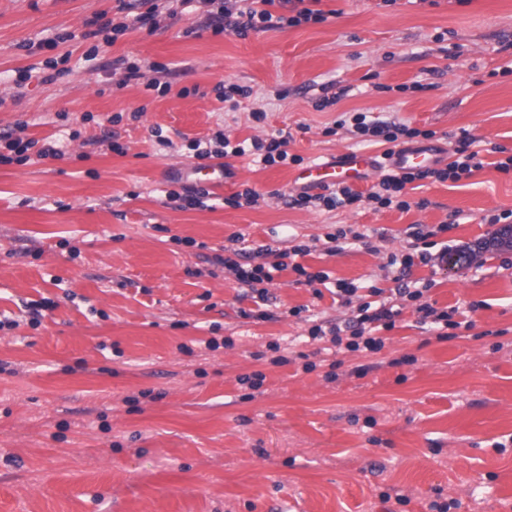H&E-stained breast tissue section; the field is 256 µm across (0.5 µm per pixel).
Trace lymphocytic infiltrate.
I'll list each match as a JSON object with an SVG mask.
<instances>
[{"label": "lymphocytic infiltrate", "instance_id": "1", "mask_svg": "<svg viewBox=\"0 0 512 512\" xmlns=\"http://www.w3.org/2000/svg\"><path fill=\"white\" fill-rule=\"evenodd\" d=\"M119 9L130 12L131 21L116 22L105 16L95 19L97 34L107 32L120 34L125 32L130 24L156 27L159 15L158 6L154 0H119ZM183 8L189 9L195 5L206 8L204 28L212 29L213 33L220 34L230 30L238 35H246L251 30L280 29L295 27L304 23H318L324 21L323 11L306 7L305 0H249L248 5H240L239 0H179ZM280 5L281 14H273L271 5ZM335 128L344 129L355 136L367 139L376 138L384 142L385 150L378 159L379 180L373 185L369 193L363 194L352 187L336 186L324 193L312 194L300 191L290 199L291 204L306 207L313 205L321 209L332 211L344 208L362 201H370L379 207L396 206L398 210H409L408 201L402 200L401 195L408 184L432 178L440 182L459 181L461 178L472 176L475 171L485 166L480 151L475 150V141L469 137H462L453 149L454 159L442 168H425L419 170L403 171L395 168L391 163L395 147L405 146L416 142L417 139H430L432 131L420 130L410 127L400 121H380L372 119L364 112H345L334 123ZM286 140L258 136L243 140H233L230 134L217 133L214 140H191L189 148L196 158L211 159L219 157L249 156L254 161L267 166L275 164H297L301 158L289 154L286 149ZM311 248L307 244H298L288 250L275 249L264 246L260 255L262 261L253 266H245L232 257H221L220 262L225 269L231 271L237 281L248 288L257 289L260 299H267L266 285L271 282L276 272L285 270L287 259H294V271L304 276L307 282H326L327 273H308L298 257L310 254ZM429 289L428 283L415 282L413 286L398 288L396 294L398 303L389 305L377 298L378 288H370L368 299H358V285L344 280L337 281L336 293L346 299H357V314L348 319L345 325H333L330 329H323L322 325H313L309 330V338L313 341L321 340L324 335H331L335 345L345 346L346 350L370 351L381 350L384 341L381 331L392 329L395 319L401 313V305L407 301L416 302V311L421 325L430 329H443L448 325L449 314L434 308L431 304L423 302L422 297Z\"/></svg>", "mask_w": 512, "mask_h": 512}]
</instances>
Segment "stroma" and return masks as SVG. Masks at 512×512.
I'll return each mask as SVG.
<instances>
[{"label":"stroma","instance_id":"obj_1","mask_svg":"<svg viewBox=\"0 0 512 512\" xmlns=\"http://www.w3.org/2000/svg\"><path fill=\"white\" fill-rule=\"evenodd\" d=\"M318 7L320 23L188 37L199 16L161 0L157 28L108 43L86 31L117 17L116 0H0V131L60 148L0 165V512H431L452 500V512H512V250H481L490 216L512 211V171L494 167L512 155V0ZM64 32L73 40L39 48ZM121 58L139 76L114 74ZM225 82L251 90L236 110L216 98ZM325 97L334 105L318 109ZM349 110L434 131L443 165L469 135L488 165L423 180L404 212L285 206L294 165L247 157L229 158L212 208L166 198L212 167L188 143L220 129L286 138L308 162L380 155L325 134ZM247 187L259 205L225 206ZM415 224L434 232L432 259L409 277L455 324L437 336L406 306L377 352L289 346L351 307L289 269L265 304L216 262L305 242L307 272L389 297L387 257L411 252ZM339 226L370 238L328 252ZM465 249L482 255L449 269ZM254 374L256 389L242 382Z\"/></svg>","mask_w":512,"mask_h":512}]
</instances>
